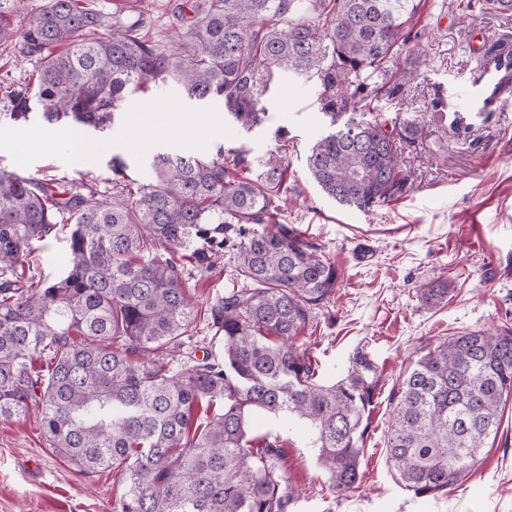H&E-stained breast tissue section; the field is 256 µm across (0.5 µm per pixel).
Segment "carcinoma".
I'll list each match as a JSON object with an SVG mask.
<instances>
[{"label":"carcinoma","instance_id":"cac0c4a2","mask_svg":"<svg viewBox=\"0 0 512 512\" xmlns=\"http://www.w3.org/2000/svg\"><path fill=\"white\" fill-rule=\"evenodd\" d=\"M424 0H191L174 43L159 49L140 23H112L81 0H47L15 41L38 61L30 86L3 88L10 116L36 109L103 129L149 85L175 84L187 98L221 104L246 130L267 119L266 95L285 77L314 83L332 130L307 166L337 204L369 211L412 185L405 157L422 139L415 118L336 123L401 94L424 64L399 68ZM512 16V0H478ZM512 56L502 35L482 61ZM219 150L153 156L151 181L128 179L112 158V196L88 183L0 172V417L40 411L49 450L83 471L118 475L117 512H288L295 491L283 451L251 433L258 413L307 422L328 487L360 488L362 453L378 387L362 350L347 375L320 381V365L295 340L313 327L339 287V267L322 246L280 219L288 192L279 153L258 160ZM71 225L70 268L48 281L18 272L33 240ZM200 243L188 269L172 258L139 263L161 247ZM234 279L207 309L224 360L209 352L173 372L191 336L197 304L188 280L225 254ZM430 306L448 302V281L417 288ZM46 365L35 370L32 356ZM512 396V328L448 337L417 359L394 392L387 461L417 498L461 481L497 437Z\"/></svg>","mask_w":512,"mask_h":512}]
</instances>
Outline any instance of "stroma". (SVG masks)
I'll return each mask as SVG.
<instances>
[{
	"instance_id": "obj_1",
	"label": "stroma",
	"mask_w": 512,
	"mask_h": 512,
	"mask_svg": "<svg viewBox=\"0 0 512 512\" xmlns=\"http://www.w3.org/2000/svg\"><path fill=\"white\" fill-rule=\"evenodd\" d=\"M188 0H83L110 19L142 20V32L166 44L178 7ZM417 39L404 54L421 53L424 64L404 95L376 101L373 110L354 113L357 122L382 116L399 125L425 117V134L410 157L413 185L402 197L365 212L342 207L314 184L306 166L313 144L324 134L323 115L313 83L292 81L268 94L266 123L251 131L225 122L220 105H201L174 87L137 93L111 126L87 131L105 143L92 166L75 167L58 141L24 144L31 131L59 130L38 113L12 121L0 102V171L36 178L95 183L112 192L111 160L122 157L130 178L152 175L153 152L215 155L239 149L249 158L281 151L288 180L296 185L284 206L283 221L321 244L343 278L329 307L332 322H319L303 342L331 383L347 373L349 357L363 349L379 386L371 430L362 459L364 486L346 496L334 494L318 465V451L303 424H258L255 432L277 437L283 469L298 500L290 512H512V400L504 407L495 440L489 441L461 484L448 493L415 498L401 489L387 463V431L392 395L406 369L420 354L448 336L470 330L512 328V103L499 112L468 110L477 58L471 44L512 34V17L464 12L449 0H430L417 21ZM444 106L434 109L433 99ZM167 108L180 119L155 139L150 153L126 149L139 134V113ZM212 125L196 141L185 123ZM67 229L32 241L31 271L54 279L67 268ZM233 261L221 259L189 286L198 303L223 296L233 277ZM448 280L447 304L424 305L419 284ZM40 416L0 418V512H113L117 478L112 471H82L53 454L42 435Z\"/></svg>"
}]
</instances>
